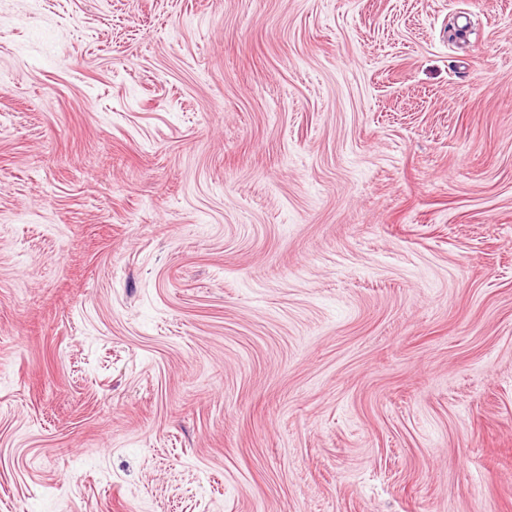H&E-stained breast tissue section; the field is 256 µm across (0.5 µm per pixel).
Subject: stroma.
Segmentation results:
<instances>
[{"label":"stroma","mask_w":512,"mask_h":512,"mask_svg":"<svg viewBox=\"0 0 512 512\" xmlns=\"http://www.w3.org/2000/svg\"><path fill=\"white\" fill-rule=\"evenodd\" d=\"M0 512H512V0H0Z\"/></svg>","instance_id":"stroma-1"}]
</instances>
